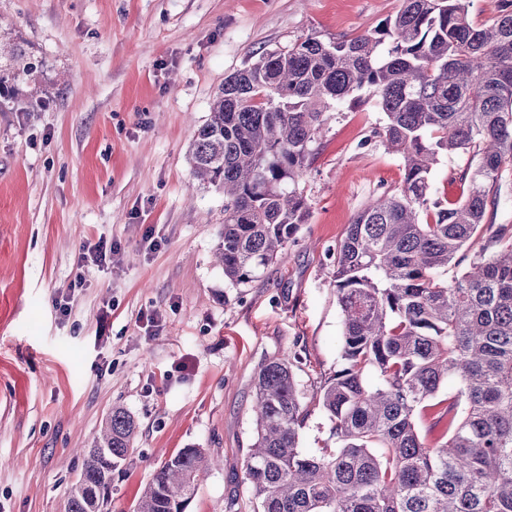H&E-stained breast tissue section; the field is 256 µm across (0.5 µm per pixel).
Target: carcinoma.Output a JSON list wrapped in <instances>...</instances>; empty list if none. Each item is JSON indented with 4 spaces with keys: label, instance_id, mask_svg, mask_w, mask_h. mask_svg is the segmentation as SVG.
I'll return each instance as SVG.
<instances>
[{
    "label": "carcinoma",
    "instance_id": "carcinoma-1",
    "mask_svg": "<svg viewBox=\"0 0 512 512\" xmlns=\"http://www.w3.org/2000/svg\"><path fill=\"white\" fill-rule=\"evenodd\" d=\"M501 2L479 23L471 0H401L369 34H311L266 52L224 78L194 131L193 175L224 191L214 255L235 285L275 264L307 220L299 182L332 108L369 91L386 148L404 160L401 190L371 199L336 245L343 366L318 398L332 444L298 450L309 417L298 355L254 378L244 461L254 512H512V226L486 223L512 192V0ZM4 59L36 69L15 44L0 42ZM452 154L471 156L455 202L430 184ZM452 264L462 270L448 282ZM450 379L456 391L439 398ZM430 409L447 420L433 445L421 433ZM136 433L130 413L113 409L83 451L66 512H110L112 470ZM209 469L203 449H181L136 512H186Z\"/></svg>",
    "mask_w": 512,
    "mask_h": 512
}]
</instances>
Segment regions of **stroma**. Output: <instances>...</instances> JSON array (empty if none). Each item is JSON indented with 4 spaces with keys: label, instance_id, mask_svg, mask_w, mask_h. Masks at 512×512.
<instances>
[{
    "label": "stroma",
    "instance_id": "obj_1",
    "mask_svg": "<svg viewBox=\"0 0 512 512\" xmlns=\"http://www.w3.org/2000/svg\"><path fill=\"white\" fill-rule=\"evenodd\" d=\"M400 5L0 0V39L38 62L0 84V512H64L116 407L138 433L112 473V512H135L183 448L220 461L187 512H253V380L288 353L310 410L299 449L328 443L317 400L341 364L333 254L354 215L403 184L384 114L364 91L330 111L300 182L308 219L244 286L214 262L224 194L194 178L188 152L226 76L309 34L368 33ZM468 163L442 157L434 197L458 200ZM101 242L111 257L83 261Z\"/></svg>",
    "mask_w": 512,
    "mask_h": 512
}]
</instances>
